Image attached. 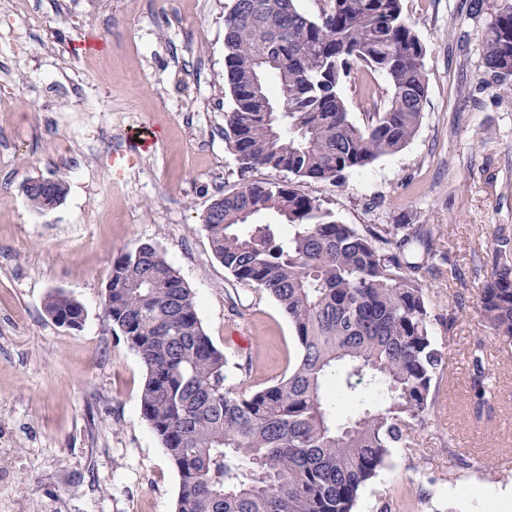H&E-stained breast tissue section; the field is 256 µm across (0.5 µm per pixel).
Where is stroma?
<instances>
[{
	"label": "stroma",
	"instance_id": "obj_1",
	"mask_svg": "<svg viewBox=\"0 0 512 512\" xmlns=\"http://www.w3.org/2000/svg\"><path fill=\"white\" fill-rule=\"evenodd\" d=\"M0 0V512H175L179 476L140 411L145 368L106 314L120 252L155 244L195 291L213 343L251 364L258 390L280 379L297 345L265 292L214 258L202 216L238 182L224 140V16L233 0ZM402 0L426 47L428 97L400 152L303 184L344 224L404 216L436 228L456 280H429L432 334L448 351L434 423L359 494L354 512H489L512 480V340L492 336L472 305L485 251L512 241V92L492 83L483 35L502 0ZM82 84L80 95L66 86ZM150 131L146 149L136 132ZM66 144L53 151L51 142ZM64 177L49 212L20 191ZM61 290L85 309L80 329L44 309ZM240 313L232 315L230 304ZM483 341L499 401L474 422L469 352Z\"/></svg>",
	"mask_w": 512,
	"mask_h": 512
}]
</instances>
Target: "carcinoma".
I'll list each match as a JSON object with an SVG mask.
<instances>
[{"label":"carcinoma","mask_w":512,"mask_h":512,"mask_svg":"<svg viewBox=\"0 0 512 512\" xmlns=\"http://www.w3.org/2000/svg\"><path fill=\"white\" fill-rule=\"evenodd\" d=\"M484 64L512 90V3L484 33ZM426 48L401 0H324L318 15L296 0H234L224 17V85L232 101L224 139L240 183L214 197L203 230L238 282L271 297L298 352L257 391L228 383L229 359L207 335L194 291L151 243L118 255L104 305L146 369L141 412L179 475L176 512H353L366 484L411 448L438 403L448 352L432 335L427 281L439 271L430 224H341L298 184H344L347 174L406 147L420 125ZM267 71L261 92L256 73ZM391 96L364 125L344 87ZM277 105L272 118L265 105ZM265 168L286 180L252 181ZM24 194L37 212L68 185ZM273 213L277 222L260 220ZM476 312L512 338V253L482 259ZM45 311L81 328L85 311L62 291ZM469 406L493 412L496 374L486 347L470 351Z\"/></svg>","instance_id":"cac0c4a2"}]
</instances>
